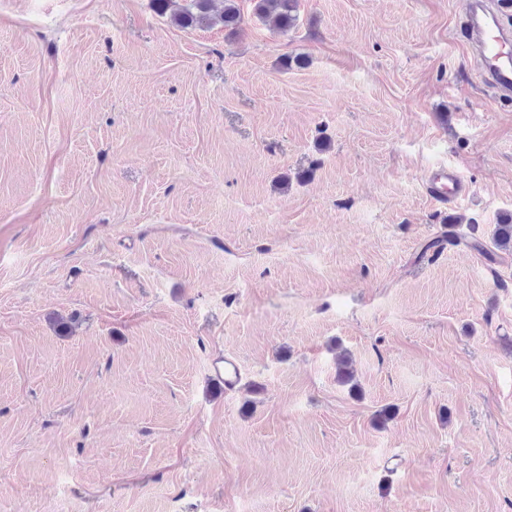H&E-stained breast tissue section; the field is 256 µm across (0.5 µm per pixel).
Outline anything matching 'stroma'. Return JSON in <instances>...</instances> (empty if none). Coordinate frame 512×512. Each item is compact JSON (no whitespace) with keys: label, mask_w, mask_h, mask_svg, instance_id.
<instances>
[{"label":"stroma","mask_w":512,"mask_h":512,"mask_svg":"<svg viewBox=\"0 0 512 512\" xmlns=\"http://www.w3.org/2000/svg\"><path fill=\"white\" fill-rule=\"evenodd\" d=\"M236 3L0 0V512H512V254L448 242L512 214L467 0ZM189 2L188 6L174 17L182 27H203L219 21L231 34L241 28L243 18L236 0H224V9L218 15L213 13L214 0H189ZM254 15L258 19L272 18L281 30L297 26L299 0H253ZM429 189L438 200L451 202L465 196L466 183L454 166L440 165L432 171ZM212 368L213 376L224 383L226 389L234 388L239 380V369L235 360L228 357L218 358L213 362Z\"/></svg>","instance_id":"stroma-1"}]
</instances>
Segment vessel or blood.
<instances>
[{
	"mask_svg": "<svg viewBox=\"0 0 512 512\" xmlns=\"http://www.w3.org/2000/svg\"><path fill=\"white\" fill-rule=\"evenodd\" d=\"M466 28L469 39L480 57L483 81L502 97L512 96V31L502 27L487 0H468ZM429 189L440 201L451 202L466 194V184L460 172L441 165L432 172ZM212 368L215 378L225 388H234L239 380L235 360L216 359Z\"/></svg>",
	"mask_w": 512,
	"mask_h": 512,
	"instance_id": "obj_1",
	"label": "vessel or blood"
}]
</instances>
